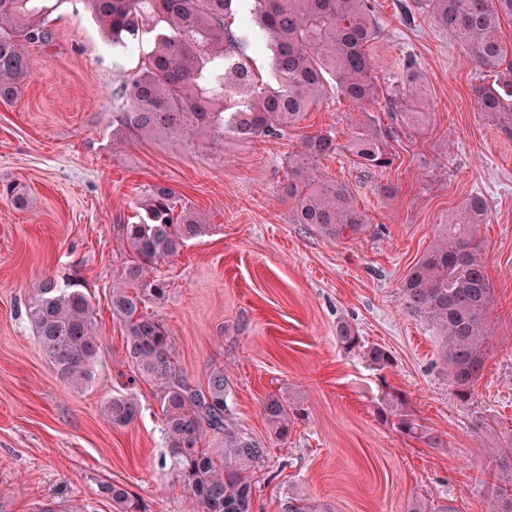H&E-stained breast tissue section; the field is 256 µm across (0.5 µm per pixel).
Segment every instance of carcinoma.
I'll list each match as a JSON object with an SVG mask.
<instances>
[{
  "instance_id": "carcinoma-1",
  "label": "carcinoma",
  "mask_w": 512,
  "mask_h": 512,
  "mask_svg": "<svg viewBox=\"0 0 512 512\" xmlns=\"http://www.w3.org/2000/svg\"><path fill=\"white\" fill-rule=\"evenodd\" d=\"M113 45L140 46L152 34L138 70L121 90L122 106L112 113V139H164L185 147L198 137L222 141L279 139L298 125L326 92V76L337 93L364 106L379 97L371 75L368 48L382 34L371 0H251L241 25L258 35L270 60L274 84L260 80L252 60L227 18L236 0H87ZM434 18L466 47L482 69L494 73L493 84L473 87L477 110L487 114L512 140V46L501 35L503 18H512V0H434ZM49 7L44 0H0V103L10 104L32 73V53L52 40ZM424 79L414 61L406 64L399 94L389 97L393 111L410 127L424 124L420 96ZM363 122L347 151L358 165L383 171L394 163L383 143L388 133L363 113ZM336 138L318 132L304 138L288 156L282 193L292 202L293 224L311 227L330 241L357 239L369 229L350 187L320 175L318 160L336 153ZM486 205L478 194L466 198L457 215L442 225L437 240L409 271L401 290L407 312L430 320L441 331L439 356L448 369L450 394L467 402L490 357L487 313L494 288L483 258L479 228ZM207 225L180 204L165 185L148 190L136 221L122 225L134 253L123 283L112 288V314L123 323L125 350L134 376L160 394L170 458L199 512H251L252 487L246 471L261 464L267 449L232 422L229 381L224 370L212 371L204 388L184 380L165 324L147 312L148 297L163 294L153 265L176 254L205 233ZM26 314L40 346L58 376L73 386L89 383L102 340L95 311L76 277L48 276L35 284ZM346 350L360 336L351 324L336 327ZM377 369L389 367L392 355L380 345L365 350ZM379 419L400 433L421 438L424 428L405 409V394L387 391ZM140 413L133 393L111 397L104 415L114 425L131 423ZM267 425L279 439L288 438L302 409L275 396L262 403ZM224 437L222 447L204 446L207 434ZM492 468L486 512H512V440L487 449ZM116 512H139L137 499L119 483L101 486Z\"/></svg>"
}]
</instances>
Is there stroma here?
<instances>
[{
	"mask_svg": "<svg viewBox=\"0 0 512 512\" xmlns=\"http://www.w3.org/2000/svg\"><path fill=\"white\" fill-rule=\"evenodd\" d=\"M372 3L383 29L368 50L374 74L391 88L415 61L429 112L421 131L399 125L385 98L362 109L330 86L282 138L174 148L113 140L116 94L140 55L108 43L84 0H60L52 41L34 52L18 98L0 104V185L19 184L27 198L21 209L0 199V512H113L99 494L104 482L127 486L141 512L198 510L171 464L155 387L139 383L141 413L128 425L102 412L132 374L111 307L132 259L121 226L154 185L173 188L208 228L155 264L166 290L147 306L170 331L186 382L206 386L224 368L237 425L267 448L249 472L252 512H282L291 496L319 512H409L431 502L484 512L487 451L512 439V141L477 111L472 88L489 78L435 22L431 0L410 20L398 0ZM365 111L388 130L396 161L378 173L347 153L321 160V175L349 184L370 218L365 235L336 243L290 222L286 160L320 130L347 143ZM476 193L489 214L481 236L495 289L494 354L463 403L450 395L439 330L408 314L400 293L441 224ZM69 270L79 272L103 338L81 388L59 379L25 313L37 280ZM343 321L361 347L337 343ZM371 344L391 353L389 368L369 364ZM387 387L404 393L424 438L378 419ZM272 395L306 412L285 441L262 415Z\"/></svg>",
	"mask_w": 512,
	"mask_h": 512,
	"instance_id": "obj_1",
	"label": "stroma"
}]
</instances>
